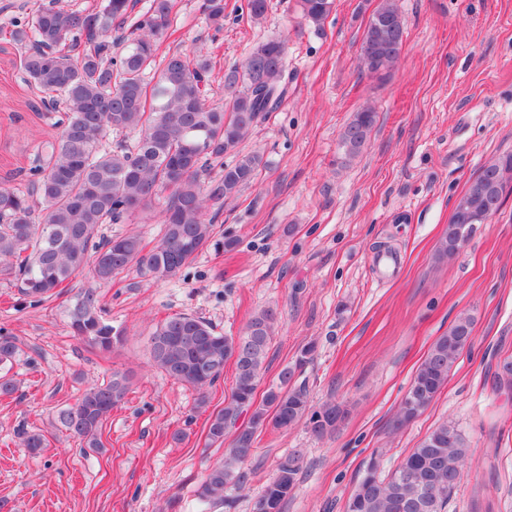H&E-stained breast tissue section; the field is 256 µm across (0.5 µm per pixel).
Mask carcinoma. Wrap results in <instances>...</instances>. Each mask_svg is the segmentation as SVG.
<instances>
[{"label":"carcinoma","instance_id":"obj_1","mask_svg":"<svg viewBox=\"0 0 512 512\" xmlns=\"http://www.w3.org/2000/svg\"><path fill=\"white\" fill-rule=\"evenodd\" d=\"M131 0H103L83 15L56 4L42 5L15 25L13 39L30 47L23 65L27 78L53 94L52 105L64 107L60 133L41 150L40 177L26 190L0 188V273L19 283L22 293L38 304L55 295L77 274L88 271L101 283L135 269L164 279L177 276L194 261L212 237L214 218L224 202L252 184L265 166L258 153L240 146L259 123L276 111L288 94L285 42L254 45L240 68L224 77L230 90L224 105L207 103L206 74L210 62L176 52L157 59L161 41L172 24L173 0H149L130 32L112 38L130 18ZM207 24L224 28V0H203ZM268 0H244L240 10L254 24L265 18ZM305 21L321 28L335 9V0H301ZM405 20L396 0H378L359 45V67L376 79L390 73L400 56ZM82 47L76 55L60 46ZM377 122L369 106L353 113L339 135L341 162L357 157ZM135 133L136 141L112 147L111 133ZM235 155L216 177H206L207 161ZM512 184V153L481 169L457 198L437 249L438 259H452L471 238L473 225L460 217L490 219ZM165 201L164 234L146 249L135 234H100L104 224H124ZM100 295L87 288L69 309L76 336L102 352H110L122 336L101 315ZM474 319L460 315L439 337L417 369L401 401L398 421L416 419L447 383L462 351L470 347ZM276 309L255 313L242 331L250 343L234 357L241 336H224L203 319L177 314L158 324L150 337L153 364L173 380L198 392L197 405L207 404V388L233 362L235 382L224 408L208 422L210 444L224 447L223 457L206 471L196 489L200 504L233 508L229 487L246 486L244 464L252 457L257 434L305 422L322 438L336 431L343 413L333 402L311 410L308 392L292 379L311 360L315 347L303 348L292 366H285L262 400L256 392L267 354L278 328ZM19 347L13 336H0V369L13 365ZM129 391L126 375L88 388L77 402L58 413V422L89 448L101 447L100 432L112 410ZM249 418L242 422L240 418ZM229 444H224L226 436ZM470 446L457 427L444 422L397 462L387 475L370 463L345 504V512H448V502L467 466ZM302 454L282 458L252 512L266 501L283 512L302 469Z\"/></svg>","mask_w":512,"mask_h":512}]
</instances>
